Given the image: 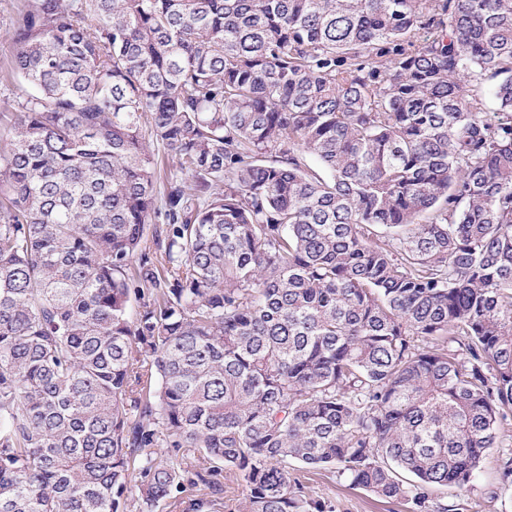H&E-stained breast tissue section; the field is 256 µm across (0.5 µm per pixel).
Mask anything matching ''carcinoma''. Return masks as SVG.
<instances>
[{"mask_svg": "<svg viewBox=\"0 0 512 512\" xmlns=\"http://www.w3.org/2000/svg\"><path fill=\"white\" fill-rule=\"evenodd\" d=\"M12 43L0 512L225 469L333 512L290 460L448 512L512 428V0H27ZM161 218L153 219L149 224L146 225V231L144 235V241L142 244V250H146L149 252V256L155 261L156 257L160 259V253H162L161 248H158L156 244L158 239L160 243H163V235H160L162 230L166 227L165 224L162 223Z\"/></svg>", "mask_w": 512, "mask_h": 512, "instance_id": "cac0c4a2", "label": "carcinoma"}]
</instances>
